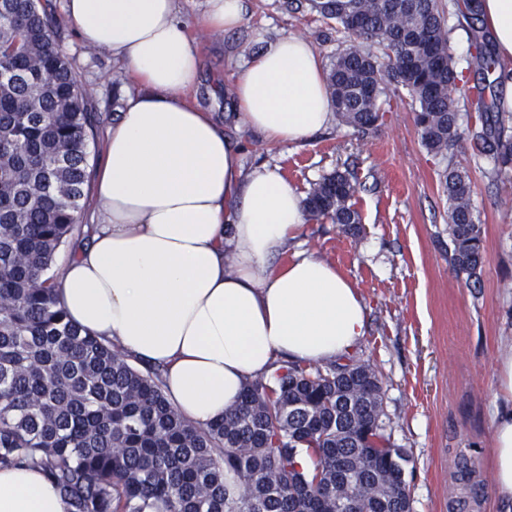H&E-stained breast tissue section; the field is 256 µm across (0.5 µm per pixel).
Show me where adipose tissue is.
Wrapping results in <instances>:
<instances>
[{
	"mask_svg": "<svg viewBox=\"0 0 512 512\" xmlns=\"http://www.w3.org/2000/svg\"><path fill=\"white\" fill-rule=\"evenodd\" d=\"M496 51L512 59V0H480ZM247 0H207L201 26L240 29ZM82 43L109 50L137 91L109 128L94 174L93 232L72 248L57 296L82 332L162 367L164 392L207 424L281 360L350 354L369 309L335 265L296 249L305 197L278 168L251 169L211 109L189 94L199 56L179 0H66ZM231 93L238 119L271 144L303 145L333 119L312 43L285 36L246 62ZM491 469L512 512V351L499 357ZM0 512H69L36 468L0 469Z\"/></svg>",
	"mask_w": 512,
	"mask_h": 512,
	"instance_id": "1",
	"label": "adipose tissue"
}]
</instances>
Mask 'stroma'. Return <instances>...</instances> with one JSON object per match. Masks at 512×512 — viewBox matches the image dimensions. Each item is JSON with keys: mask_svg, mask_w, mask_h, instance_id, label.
<instances>
[{"mask_svg": "<svg viewBox=\"0 0 512 512\" xmlns=\"http://www.w3.org/2000/svg\"><path fill=\"white\" fill-rule=\"evenodd\" d=\"M300 2L293 10L289 0H249L243 27L219 38L200 25L205 0H180L200 58L196 98L243 145L245 168L278 166L302 193L334 171L354 172L359 228L310 221L301 240L350 278L370 308L353 357L382 381L384 432L411 458V510L497 512L490 458L498 357L512 339V165L496 174L484 158L455 156L471 180L484 244L480 279L469 286L448 261V199L440 179L446 162L422 146L406 92L391 96L381 125L364 138L334 122L306 144L273 146L243 126L229 88L260 48L253 31L306 38L326 63L342 47L335 22L310 0ZM64 3L48 2L57 39L93 111L109 126L136 87L111 53L83 46L64 20ZM463 448L473 449L483 484L464 508L455 465Z\"/></svg>", "mask_w": 512, "mask_h": 512, "instance_id": "obj_1", "label": "stroma"}]
</instances>
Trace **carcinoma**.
<instances>
[{"label": "carcinoma", "mask_w": 512, "mask_h": 512, "mask_svg": "<svg viewBox=\"0 0 512 512\" xmlns=\"http://www.w3.org/2000/svg\"><path fill=\"white\" fill-rule=\"evenodd\" d=\"M0 11V468L37 467L69 512H411L409 455L383 434L384 392L368 365L284 362L248 383L224 418L198 426L166 397L160 368L81 332L49 275L78 219L97 115L56 43L39 0ZM349 45L329 67L339 122L363 136L383 117L382 96L403 89L421 144L450 159L448 259L479 279L481 225L466 171L451 163L472 145L512 165V136L495 111L497 72L478 0H454L477 54L465 69L448 51L441 0H311ZM463 92L475 121L463 130ZM357 179L335 171L311 187L315 220L361 223ZM308 448L313 470L296 465Z\"/></svg>", "instance_id": "obj_1"}]
</instances>
